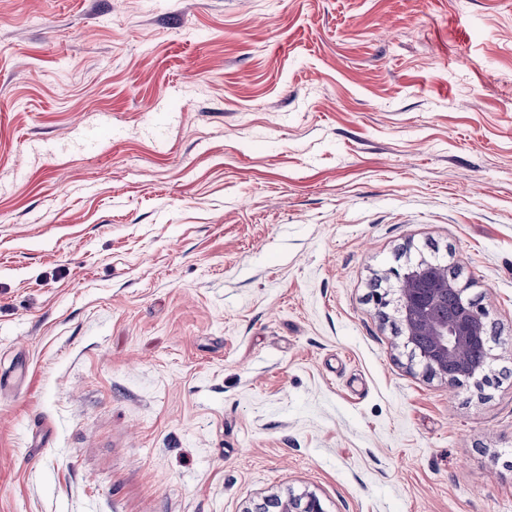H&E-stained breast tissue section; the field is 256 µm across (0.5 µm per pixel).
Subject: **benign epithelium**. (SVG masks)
Masks as SVG:
<instances>
[{
	"instance_id": "obj_1",
	"label": "benign epithelium",
	"mask_w": 512,
	"mask_h": 512,
	"mask_svg": "<svg viewBox=\"0 0 512 512\" xmlns=\"http://www.w3.org/2000/svg\"><path fill=\"white\" fill-rule=\"evenodd\" d=\"M387 279L396 297L377 292L372 300L380 309L394 306L410 361L450 384L482 376L487 312L472 304L467 287L448 276L447 268L424 258L388 269ZM256 512H323V507L310 492L267 499Z\"/></svg>"
}]
</instances>
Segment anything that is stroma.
Listing matches in <instances>:
<instances>
[{
  "label": "stroma",
  "mask_w": 512,
  "mask_h": 512,
  "mask_svg": "<svg viewBox=\"0 0 512 512\" xmlns=\"http://www.w3.org/2000/svg\"><path fill=\"white\" fill-rule=\"evenodd\" d=\"M439 251L486 378L371 294ZM512 512V0H0V512ZM256 512H323L319 497L310 492L281 498H270L256 507Z\"/></svg>",
  "instance_id": "35a3bbf8"
}]
</instances>
